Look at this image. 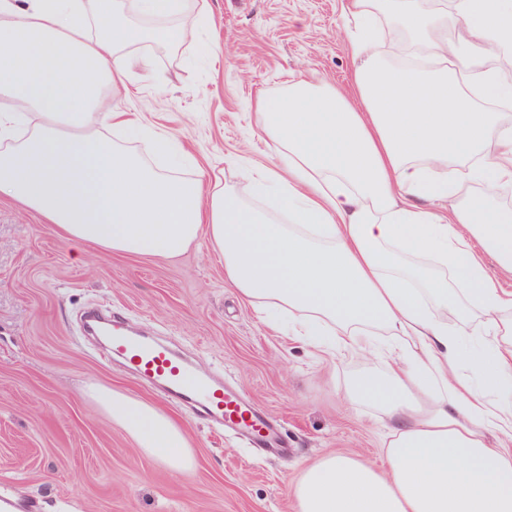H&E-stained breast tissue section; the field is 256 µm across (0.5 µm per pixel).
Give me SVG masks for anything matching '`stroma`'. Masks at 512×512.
I'll return each mask as SVG.
<instances>
[{"label": "stroma", "instance_id": "stroma-1", "mask_svg": "<svg viewBox=\"0 0 512 512\" xmlns=\"http://www.w3.org/2000/svg\"><path fill=\"white\" fill-rule=\"evenodd\" d=\"M193 44L140 52L112 105L144 117L195 166L235 180L240 164L268 165L273 145L255 117L259 94L303 78L349 82L352 28L341 0H210ZM120 311L129 327L174 343L201 372L222 376L276 417L292 451L256 453L247 438L167 401L81 334L86 309ZM386 371L384 358L320 355L271 330L224 280L205 246L175 259L130 257L63 241L51 225L0 199V490L19 512H294L289 486L328 454L382 463L394 423L379 408L346 401L350 380ZM146 401L175 419L190 445L184 479L115 426L86 383Z\"/></svg>", "mask_w": 512, "mask_h": 512}]
</instances>
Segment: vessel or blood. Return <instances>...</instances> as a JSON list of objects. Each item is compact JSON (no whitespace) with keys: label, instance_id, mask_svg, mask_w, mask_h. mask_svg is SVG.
<instances>
[{"label":"vessel or blood","instance_id":"obj_1","mask_svg":"<svg viewBox=\"0 0 512 512\" xmlns=\"http://www.w3.org/2000/svg\"><path fill=\"white\" fill-rule=\"evenodd\" d=\"M107 330L111 356L141 383L160 389L176 404L219 428L245 435L263 452H287L288 440L279 424L222 380L198 374L165 343L131 335L113 322L108 323Z\"/></svg>","mask_w":512,"mask_h":512}]
</instances>
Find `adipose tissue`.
<instances>
[{
	"instance_id": "obj_1",
	"label": "adipose tissue",
	"mask_w": 512,
	"mask_h": 512,
	"mask_svg": "<svg viewBox=\"0 0 512 512\" xmlns=\"http://www.w3.org/2000/svg\"><path fill=\"white\" fill-rule=\"evenodd\" d=\"M386 0H343L357 34L350 89L306 80L256 102L272 162L240 171L261 211L233 185L176 178L132 151L178 166L169 137L114 109L132 51L210 41L197 0H0V197L32 210L67 242L172 259L196 243L272 328L320 350L366 349L393 336L388 373L349 384L395 426L385 463L328 455L290 494L296 512H512V210L490 203L512 186V0L408 5L393 16L430 63L414 71L375 50ZM461 23L468 54L448 27ZM481 194L461 199L459 184ZM497 273H489L485 256ZM443 309L478 311L484 343L465 345ZM112 420L177 475L192 472L180 426L149 403L89 386Z\"/></svg>"
}]
</instances>
